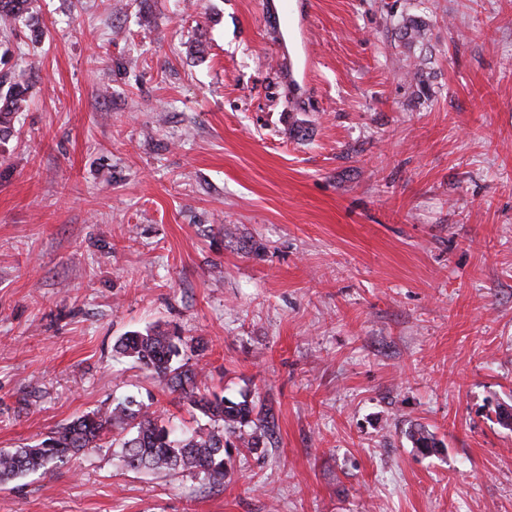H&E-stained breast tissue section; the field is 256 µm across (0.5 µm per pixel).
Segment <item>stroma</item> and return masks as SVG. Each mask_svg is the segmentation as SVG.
<instances>
[{"label":"stroma","mask_w":512,"mask_h":512,"mask_svg":"<svg viewBox=\"0 0 512 512\" xmlns=\"http://www.w3.org/2000/svg\"><path fill=\"white\" fill-rule=\"evenodd\" d=\"M291 23L294 83L263 0H34L0 39V450L126 396L205 424L113 353L156 325L270 421L224 485L107 442L0 512H512V0ZM4 82L0 76V116L10 112H17L22 104L27 101L29 86L13 82L4 90Z\"/></svg>","instance_id":"stroma-1"}]
</instances>
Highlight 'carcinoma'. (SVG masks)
<instances>
[{
  "mask_svg": "<svg viewBox=\"0 0 512 512\" xmlns=\"http://www.w3.org/2000/svg\"><path fill=\"white\" fill-rule=\"evenodd\" d=\"M33 0H0V29L6 31L31 10ZM29 86L4 85L0 79V115L17 112L27 101ZM187 342L175 330L153 327L129 331L119 337L113 351L131 359L140 369L179 393L189 405L209 419V426L180 430L164 417L130 398L78 416L58 426L35 445L0 452V482L66 464L87 448H99L114 431L122 434L119 461L132 471L177 474L191 471L212 484H224L231 464L230 448L252 450L260 446L262 405L246 393L231 399L200 388V371L179 361ZM417 448L437 451L433 435L422 428L409 431Z\"/></svg>",
  "mask_w": 512,
  "mask_h": 512,
  "instance_id": "obj_1",
  "label": "carcinoma"
}]
</instances>
